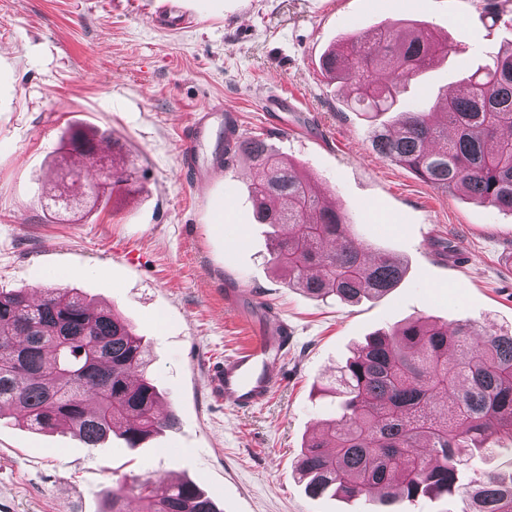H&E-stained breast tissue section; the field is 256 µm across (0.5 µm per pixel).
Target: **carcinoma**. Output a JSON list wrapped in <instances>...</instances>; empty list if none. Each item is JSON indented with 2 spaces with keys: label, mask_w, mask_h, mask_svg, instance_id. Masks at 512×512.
Masks as SVG:
<instances>
[{
  "label": "carcinoma",
  "mask_w": 512,
  "mask_h": 512,
  "mask_svg": "<svg viewBox=\"0 0 512 512\" xmlns=\"http://www.w3.org/2000/svg\"><path fill=\"white\" fill-rule=\"evenodd\" d=\"M444 54L431 28L393 23L331 48L321 68L353 88L354 111L398 114L371 130L376 153L435 189L512 212V45L433 106L399 108L400 86ZM234 156L252 166L256 217L273 228L271 261L288 287L357 303L400 282L403 263L359 241L347 214L265 140H242ZM339 373L340 415L294 465L309 495L447 496L459 512H512V332L419 318L368 335ZM160 400L142 339L119 314L74 289L38 300L0 291V417L68 429L89 448L114 435L137 448L177 425L174 413L156 414ZM475 452L501 462L463 483ZM104 512L221 510L191 482L144 480L112 489Z\"/></svg>",
  "instance_id": "carcinoma-1"
}]
</instances>
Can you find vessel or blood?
Returning a JSON list of instances; mask_svg holds the SVG:
<instances>
[{
    "instance_id": "vessel-or-blood-1",
    "label": "vessel or blood",
    "mask_w": 512,
    "mask_h": 512,
    "mask_svg": "<svg viewBox=\"0 0 512 512\" xmlns=\"http://www.w3.org/2000/svg\"><path fill=\"white\" fill-rule=\"evenodd\" d=\"M211 134L208 116H194L183 144L182 156L200 184L222 172L221 162L199 160L200 146ZM291 342L287 323L279 319L259 330L249 345L215 364L211 373L212 388L225 407L247 410L261 404L284 379L281 361Z\"/></svg>"
}]
</instances>
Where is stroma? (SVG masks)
I'll return each instance as SVG.
<instances>
[{
	"label": "stroma",
	"instance_id": "stroma-1",
	"mask_svg": "<svg viewBox=\"0 0 512 512\" xmlns=\"http://www.w3.org/2000/svg\"><path fill=\"white\" fill-rule=\"evenodd\" d=\"M0 0V289L74 288L116 310L148 344L176 428L138 448H89L69 432L0 419V512H102L133 480H190L222 512H375L372 502L312 497L293 473L310 435L338 415L326 388L355 344L417 318L512 329V213L433 189L371 147L351 88L321 56L391 23L428 25L447 56L409 82L402 107L439 100L512 43V0ZM190 15L184 28L171 14ZM239 112L244 136L290 158L372 251L402 260L401 284L346 305L288 287L250 200L252 171L234 160L209 195L182 162L189 116ZM119 142L128 189L70 188L48 207L73 130ZM224 200L215 216L211 198ZM455 245L453 262L440 245ZM244 291L236 309L224 289ZM271 313L293 342L285 381L249 411L224 406L214 363L247 338L242 317Z\"/></svg>",
	"mask_w": 512,
	"mask_h": 512
}]
</instances>
